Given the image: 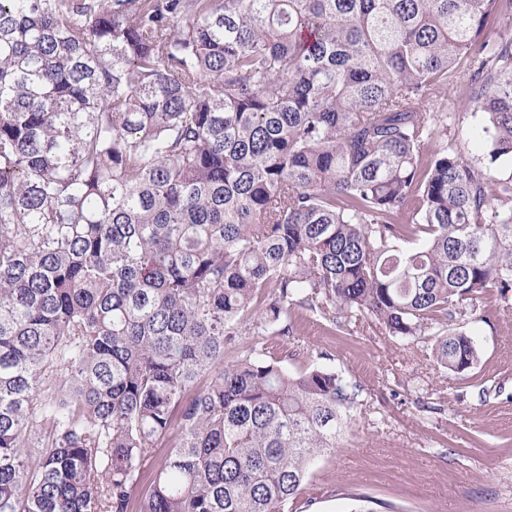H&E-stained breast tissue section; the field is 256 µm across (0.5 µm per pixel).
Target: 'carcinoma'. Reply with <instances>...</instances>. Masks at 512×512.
<instances>
[{"label": "carcinoma", "instance_id": "cac0c4a2", "mask_svg": "<svg viewBox=\"0 0 512 512\" xmlns=\"http://www.w3.org/2000/svg\"><path fill=\"white\" fill-rule=\"evenodd\" d=\"M511 13L0 0V512H293L359 396L265 340L301 309L471 372L463 304L512 305ZM463 60L483 170L437 148Z\"/></svg>", "mask_w": 512, "mask_h": 512}]
</instances>
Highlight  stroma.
Wrapping results in <instances>:
<instances>
[{"instance_id": "stroma-1", "label": "stroma", "mask_w": 512, "mask_h": 512, "mask_svg": "<svg viewBox=\"0 0 512 512\" xmlns=\"http://www.w3.org/2000/svg\"><path fill=\"white\" fill-rule=\"evenodd\" d=\"M461 84L438 105L454 113L448 129L466 155L481 152L469 131L481 116ZM465 328L479 344L472 377L426 361L421 344L391 336L365 316L351 334H330L305 312L283 339L289 368L309 360L360 387L340 448L318 458L302 494L306 512H512V308L484 297Z\"/></svg>"}]
</instances>
